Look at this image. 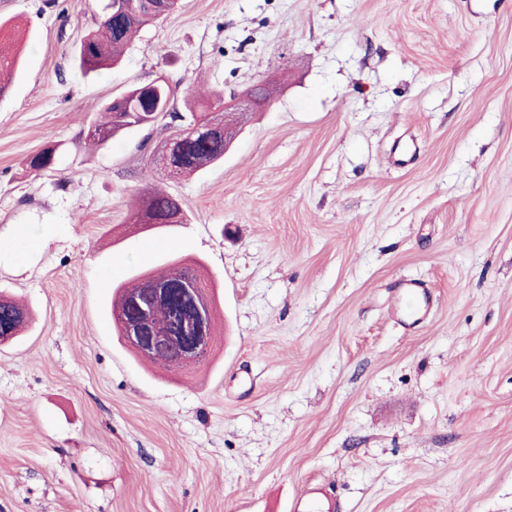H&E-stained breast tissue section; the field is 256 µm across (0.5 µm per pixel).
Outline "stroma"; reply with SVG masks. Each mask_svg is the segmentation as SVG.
Wrapping results in <instances>:
<instances>
[{"mask_svg":"<svg viewBox=\"0 0 512 512\" xmlns=\"http://www.w3.org/2000/svg\"><path fill=\"white\" fill-rule=\"evenodd\" d=\"M102 5L0 0V292L34 314L0 343V512H286L316 483L342 512H512V0H178L89 73ZM160 76L177 112H248L202 174L154 163L165 118L88 141ZM151 188L188 223L136 229ZM168 254L215 299L182 375L107 311ZM408 279L433 294L410 330ZM399 298L414 300L418 307L417 313L422 314V317L415 318L412 313L405 311L400 306L393 307L390 310L392 317L397 322L407 326L420 323L430 307L431 296L425 285L417 280H406L399 290Z\"/></svg>","mask_w":512,"mask_h":512,"instance_id":"stroma-1","label":"stroma"}]
</instances>
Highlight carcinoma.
<instances>
[{
    "label": "carcinoma",
    "instance_id": "cac0c4a2",
    "mask_svg": "<svg viewBox=\"0 0 512 512\" xmlns=\"http://www.w3.org/2000/svg\"><path fill=\"white\" fill-rule=\"evenodd\" d=\"M169 15L159 0H133L129 13L103 14L98 30L82 38L79 49L80 64L89 72H96L118 62L124 48L139 29ZM168 88H133L107 101L101 108L105 118L91 124L89 140L104 144L117 131L131 125L154 120L157 104H170ZM233 138L232 130L207 132L204 135L186 134L178 153L169 166L173 175H190L224 159ZM54 151L46 148L32 155L27 162L34 171L53 164ZM134 223L162 226L171 219L170 195L148 192L134 204ZM189 277L204 288L194 269L184 266L176 257L167 261V269L159 275L140 271L134 275L137 283L131 286L119 284L113 289V298L122 305L124 328L120 335L133 329L145 339L137 350L152 360L164 363L173 361L182 343L202 344L196 365H201L208 355L209 341L213 339L212 315L200 319L194 296L185 288L182 279ZM29 314L18 303L0 298V336L12 339L21 335Z\"/></svg>",
    "mask_w": 512,
    "mask_h": 512
}]
</instances>
